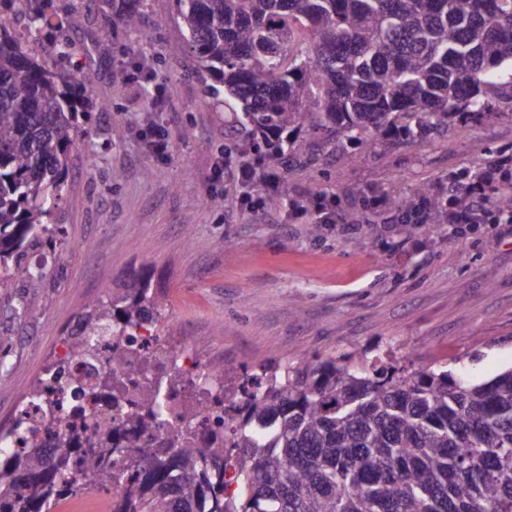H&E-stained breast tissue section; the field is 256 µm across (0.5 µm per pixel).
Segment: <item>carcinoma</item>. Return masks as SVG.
Instances as JSON below:
<instances>
[{
  "mask_svg": "<svg viewBox=\"0 0 512 512\" xmlns=\"http://www.w3.org/2000/svg\"><path fill=\"white\" fill-rule=\"evenodd\" d=\"M31 33L76 30L54 0H7ZM138 32L143 0H104ZM188 46L216 80L205 105L242 115L224 151L288 168L293 135L373 144L422 141L490 96L512 106V0H176ZM90 81L48 65L0 18V293L36 291L55 246L50 223ZM135 279L90 301L78 322L121 335L160 316ZM249 402L199 442L114 468L113 426L48 457L0 445V512H53L90 486L127 482L110 512H512V368L474 384L446 369L411 371L388 354L349 355L251 375ZM83 461L82 482L67 477Z\"/></svg>",
  "mask_w": 512,
  "mask_h": 512,
  "instance_id": "cac0c4a2",
  "label": "carcinoma"
}]
</instances>
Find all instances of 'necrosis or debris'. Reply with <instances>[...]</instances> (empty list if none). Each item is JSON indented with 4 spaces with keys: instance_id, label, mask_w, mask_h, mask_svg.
<instances>
[{
    "instance_id": "obj_1",
    "label": "necrosis or debris",
    "mask_w": 512,
    "mask_h": 512,
    "mask_svg": "<svg viewBox=\"0 0 512 512\" xmlns=\"http://www.w3.org/2000/svg\"><path fill=\"white\" fill-rule=\"evenodd\" d=\"M108 345L95 361L77 359L70 342L60 345L56 363L63 376L51 382L56 429L31 435L30 447L59 452L61 437L71 433L85 441L96 440L104 426L120 423L136 411L143 418L135 430L142 446L167 448L174 436L202 434L226 406L247 400L245 393L228 390L225 367L199 359L191 339L178 346L169 344L154 324L137 327L128 336L111 337ZM102 377L112 381L107 396L88 404L87 417L78 418L73 411L75 379L95 382ZM159 407L165 411L160 419L154 415Z\"/></svg>"
}]
</instances>
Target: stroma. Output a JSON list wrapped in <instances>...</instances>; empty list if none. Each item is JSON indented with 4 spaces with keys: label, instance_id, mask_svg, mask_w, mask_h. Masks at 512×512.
Instances as JSON below:
<instances>
[{
    "label": "stroma",
    "instance_id": "1",
    "mask_svg": "<svg viewBox=\"0 0 512 512\" xmlns=\"http://www.w3.org/2000/svg\"><path fill=\"white\" fill-rule=\"evenodd\" d=\"M78 9L71 60L93 85L87 133L70 149L64 196L52 218L63 241L38 293L16 280L31 311L0 294V426H9L89 299L147 278L161 297L162 333L200 337L206 359L258 367L312 356L389 353L408 369H466L479 383L512 367V224H382L371 216L390 189L448 191L458 168L512 154V109L451 123L424 142L376 145L300 135L277 195L246 211L234 171L216 174L229 125L207 107L211 77L185 51L176 0H144L137 36L98 0ZM155 78L144 82L138 65ZM165 128L169 157L146 133ZM122 127L114 138L113 127ZM323 192L346 223L308 233L278 224L292 199Z\"/></svg>",
    "mask_w": 512,
    "mask_h": 512
}]
</instances>
